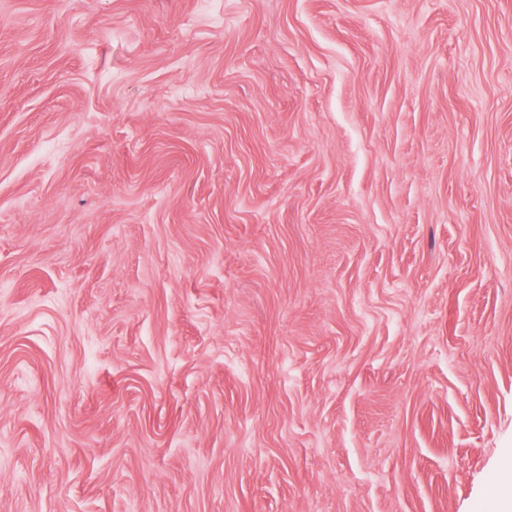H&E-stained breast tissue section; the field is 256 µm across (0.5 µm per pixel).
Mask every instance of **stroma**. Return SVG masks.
<instances>
[{"instance_id":"1","label":"stroma","mask_w":512,"mask_h":512,"mask_svg":"<svg viewBox=\"0 0 512 512\" xmlns=\"http://www.w3.org/2000/svg\"><path fill=\"white\" fill-rule=\"evenodd\" d=\"M0 512H512V0H0Z\"/></svg>"}]
</instances>
